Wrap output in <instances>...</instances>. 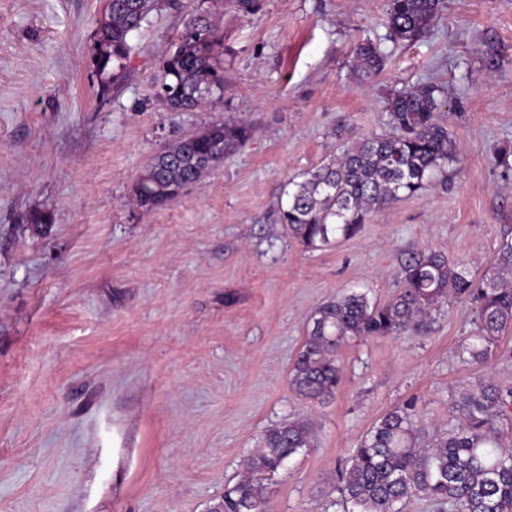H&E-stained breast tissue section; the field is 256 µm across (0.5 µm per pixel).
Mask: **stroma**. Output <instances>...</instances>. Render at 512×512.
Masks as SVG:
<instances>
[{"label":"stroma","instance_id":"35a3bbf8","mask_svg":"<svg viewBox=\"0 0 512 512\" xmlns=\"http://www.w3.org/2000/svg\"><path fill=\"white\" fill-rule=\"evenodd\" d=\"M153 12L125 81L97 93L89 53L105 0H0V512H206L264 432L311 419L312 445L266 476L269 512H325L339 469L386 412L462 425V389L512 382V332L464 363L470 301L447 297L427 335L352 339L333 399L288 372L322 303H383L408 253L490 267L512 224V0H445L418 41L390 40L386 0H261L225 14L224 102L167 112L152 76L195 0ZM380 45L384 69L353 49ZM500 53V68L487 56ZM445 88L458 160L352 238L303 247L278 222L288 180L342 144L389 132L399 89ZM251 138L173 202L130 200L142 168L211 122ZM47 210L46 233L25 220ZM384 54L379 46L372 42L361 43L354 50L356 67L366 75H373L382 70Z\"/></svg>","mask_w":512,"mask_h":512}]
</instances>
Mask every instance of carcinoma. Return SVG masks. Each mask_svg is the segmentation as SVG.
Returning a JSON list of instances; mask_svg holds the SVG:
<instances>
[{"instance_id":"cac0c4a2","label":"carcinoma","mask_w":512,"mask_h":512,"mask_svg":"<svg viewBox=\"0 0 512 512\" xmlns=\"http://www.w3.org/2000/svg\"><path fill=\"white\" fill-rule=\"evenodd\" d=\"M180 8V0H108L92 33L90 66L98 94L121 83L132 52V38L161 6ZM250 15L260 0H197L175 49L159 61L153 86L170 95L159 101L168 112H194L224 99V7ZM442 0H387L389 37L415 42L431 27ZM356 67L366 75L382 70L384 54L372 42L354 50ZM441 86L429 82L395 92L388 100L391 132L363 136L333 160L290 180L279 209L280 223L304 247L318 250L355 235L371 215L434 181L457 161L458 148L440 119ZM250 128L215 121L188 140L158 153L140 172L132 200L145 210L164 206L244 144ZM43 231L52 222L47 210L26 217ZM475 305L478 327L459 345L462 362L486 360L501 333L512 327V227L504 233L491 270L473 277L466 264L432 251L411 252L401 264L400 287L384 304L352 291L319 305L305 341L288 372V387L317 404L334 397L341 381L338 353L352 338L426 332L431 311L448 294ZM466 425L433 436L409 402L382 416L350 455L341 474L338 512H403L413 496L424 497L437 512H512V448L499 438L497 423L512 407V384L490 379L465 390L455 401ZM308 419L284 421L263 435L248 459L247 473L224 489L213 507L223 512H267V487L258 475L280 468L311 447Z\"/></svg>"}]
</instances>
